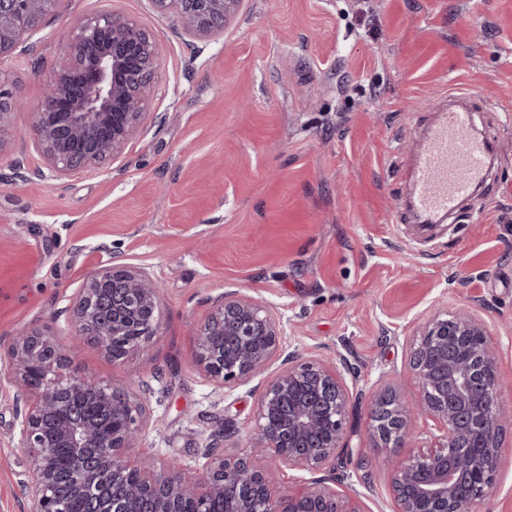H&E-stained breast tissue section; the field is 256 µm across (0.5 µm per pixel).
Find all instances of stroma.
I'll return each mask as SVG.
<instances>
[{"label": "stroma", "instance_id": "obj_1", "mask_svg": "<svg viewBox=\"0 0 512 512\" xmlns=\"http://www.w3.org/2000/svg\"><path fill=\"white\" fill-rule=\"evenodd\" d=\"M35 54L0 62L21 111L0 145V347L40 330L68 347L67 310L112 254L162 285L161 330L115 364L93 346L78 370L151 391L161 418L131 458L155 472L200 459L231 428L254 436L256 382L224 388L196 364V336L224 295L262 298L286 351L346 358L353 451L381 458L368 416L388 387L414 401V328L432 308L474 310L498 351L512 412V0H240L223 35L187 37L148 0H65ZM147 22L160 77L122 154L63 180L35 176L30 112L64 56L58 34L93 13ZM498 148L481 187L443 223L402 215L418 139L455 91ZM31 174L14 175L16 162ZM0 361V512H34L20 404ZM345 470L369 512H390L388 474ZM471 512H512V425L494 495Z\"/></svg>", "mask_w": 512, "mask_h": 512}]
</instances>
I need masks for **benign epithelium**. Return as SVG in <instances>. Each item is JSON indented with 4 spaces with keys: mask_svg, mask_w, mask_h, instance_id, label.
Listing matches in <instances>:
<instances>
[{
    "mask_svg": "<svg viewBox=\"0 0 512 512\" xmlns=\"http://www.w3.org/2000/svg\"><path fill=\"white\" fill-rule=\"evenodd\" d=\"M158 16L175 15L189 37L216 36L239 0H150ZM55 0H0V61L30 43ZM66 54L31 112L35 148L45 169L63 180L117 156L140 127L154 90L160 49L148 23L96 13L62 36ZM13 83L0 75V145L16 111ZM160 287L120 255L92 274L72 308L73 346L96 336L112 362L145 351L159 333ZM283 328L263 301L226 294L201 329L197 363L222 387L245 385L275 356L282 367L261 388L254 442L246 454L226 453L224 441L203 453L202 472L172 462L161 474L134 464L128 449L158 426L132 388L80 374L54 336L29 332L3 354L6 375L27 409L22 443L30 459L35 512H68L66 495L80 493L88 512H365L360 496L343 489L336 467L352 456L348 442L350 389L346 362L282 355ZM419 402L385 390L374 399L369 432L378 448H404L422 423L426 441L406 456L386 459L392 512H470L486 499L502 464L498 355L486 321L467 311L434 312L408 352ZM66 448L72 466L93 476L112 472V488L65 487L54 452ZM305 474L285 494L273 470Z\"/></svg>",
    "mask_w": 512,
    "mask_h": 512,
    "instance_id": "benign-epithelium-1",
    "label": "benign epithelium"
}]
</instances>
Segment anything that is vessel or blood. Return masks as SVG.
Returning a JSON list of instances; mask_svg holds the SVG:
<instances>
[{
    "label": "vessel or blood",
    "mask_w": 512,
    "mask_h": 512,
    "mask_svg": "<svg viewBox=\"0 0 512 512\" xmlns=\"http://www.w3.org/2000/svg\"><path fill=\"white\" fill-rule=\"evenodd\" d=\"M494 153L476 133L470 108L439 109L411 163L409 212L422 224L442 221L484 182Z\"/></svg>",
    "instance_id": "vessel-or-blood-1"
}]
</instances>
